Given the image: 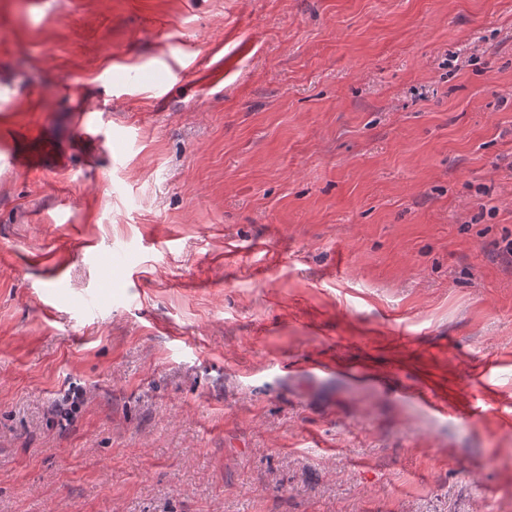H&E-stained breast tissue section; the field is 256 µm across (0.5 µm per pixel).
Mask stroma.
<instances>
[{"instance_id": "stroma-1", "label": "stroma", "mask_w": 512, "mask_h": 512, "mask_svg": "<svg viewBox=\"0 0 512 512\" xmlns=\"http://www.w3.org/2000/svg\"><path fill=\"white\" fill-rule=\"evenodd\" d=\"M1 82L0 512H512V0H0ZM398 398L411 401L423 408L429 413L439 418H453L464 421L470 415L467 408H457L448 402V398L436 394L423 386H402L397 393Z\"/></svg>"}]
</instances>
